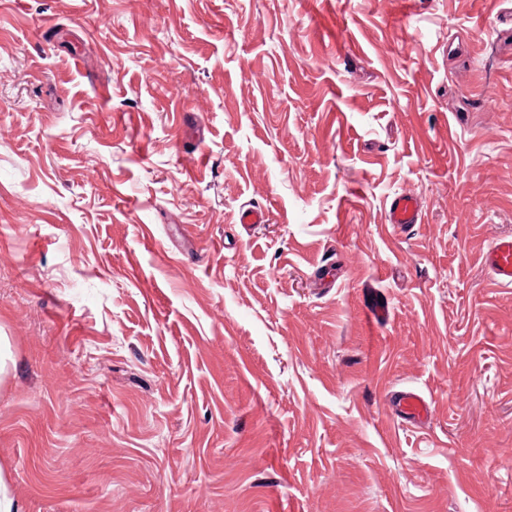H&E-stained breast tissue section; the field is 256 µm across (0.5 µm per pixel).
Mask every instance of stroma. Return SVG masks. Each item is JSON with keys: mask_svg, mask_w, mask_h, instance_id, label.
<instances>
[{"mask_svg": "<svg viewBox=\"0 0 512 512\" xmlns=\"http://www.w3.org/2000/svg\"><path fill=\"white\" fill-rule=\"evenodd\" d=\"M501 236L512 0H0L19 512H512ZM420 218L421 206L415 196L399 193L392 197L387 210L388 224L402 230L407 225L419 224ZM486 265L496 283L512 286V236L491 243L486 254ZM393 402L396 409L415 422H421L430 409L428 401L413 392L397 391Z\"/></svg>", "mask_w": 512, "mask_h": 512, "instance_id": "stroma-1", "label": "stroma"}]
</instances>
